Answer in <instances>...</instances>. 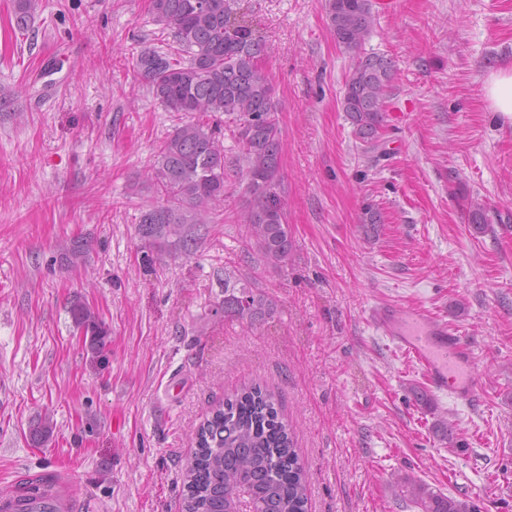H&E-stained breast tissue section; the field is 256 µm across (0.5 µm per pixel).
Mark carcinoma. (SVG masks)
Masks as SVG:
<instances>
[{"label":"carcinoma","mask_w":512,"mask_h":512,"mask_svg":"<svg viewBox=\"0 0 512 512\" xmlns=\"http://www.w3.org/2000/svg\"><path fill=\"white\" fill-rule=\"evenodd\" d=\"M18 28L29 27L39 0H12ZM156 21L171 28L167 50L144 45L137 69L153 96L186 120L156 154L148 182L156 201L142 212L137 234L158 256L193 253L211 210L224 204V142L217 123L236 122L254 203L240 215L247 244L266 266L283 268L293 250L280 204L281 129L263 43L231 21L227 0H150ZM336 42L355 53L344 85L343 112L364 151L376 149L390 106L391 59L362 52L376 23L372 0H324ZM275 301L257 282L224 273V315L247 326L273 318ZM76 327L103 354L109 330L88 307L71 308ZM186 464L184 512H308L306 473L293 429L274 395L246 385L224 398L195 432ZM418 512H480L467 497L446 494L412 476L391 483Z\"/></svg>","instance_id":"obj_1"}]
</instances>
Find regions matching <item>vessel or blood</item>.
Wrapping results in <instances>:
<instances>
[{
  "mask_svg": "<svg viewBox=\"0 0 512 512\" xmlns=\"http://www.w3.org/2000/svg\"><path fill=\"white\" fill-rule=\"evenodd\" d=\"M378 329L399 351L411 357L427 380L429 391L472 406L479 400L474 349L458 329L427 309L389 308L373 312ZM72 501L63 481H55L40 501L22 498L10 488L0 490V512H71Z\"/></svg>",
  "mask_w": 512,
  "mask_h": 512,
  "instance_id": "1",
  "label": "vessel or blood"
}]
</instances>
